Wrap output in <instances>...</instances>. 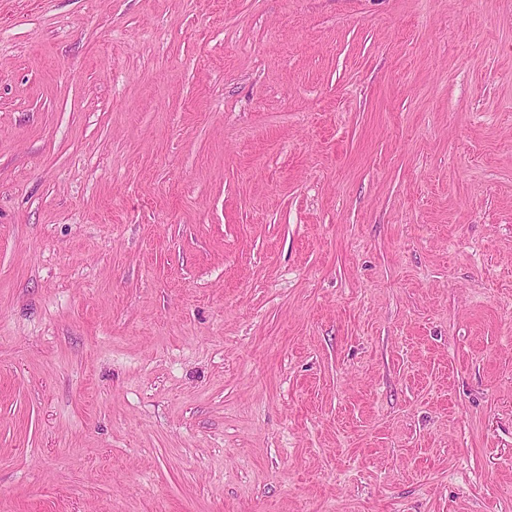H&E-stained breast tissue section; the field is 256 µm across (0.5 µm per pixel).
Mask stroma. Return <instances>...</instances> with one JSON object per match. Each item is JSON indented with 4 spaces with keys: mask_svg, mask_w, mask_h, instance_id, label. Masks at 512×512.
<instances>
[{
    "mask_svg": "<svg viewBox=\"0 0 512 512\" xmlns=\"http://www.w3.org/2000/svg\"><path fill=\"white\" fill-rule=\"evenodd\" d=\"M0 512H512V0H0Z\"/></svg>",
    "mask_w": 512,
    "mask_h": 512,
    "instance_id": "obj_1",
    "label": "stroma"
}]
</instances>
